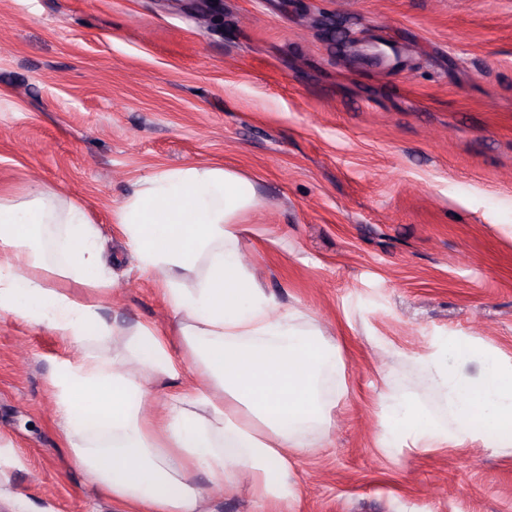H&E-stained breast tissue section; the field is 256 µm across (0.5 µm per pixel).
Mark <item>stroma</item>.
Returning a JSON list of instances; mask_svg holds the SVG:
<instances>
[{
    "mask_svg": "<svg viewBox=\"0 0 512 512\" xmlns=\"http://www.w3.org/2000/svg\"><path fill=\"white\" fill-rule=\"evenodd\" d=\"M197 163L252 181L242 262L336 341L346 388L327 446L295 459L294 501L202 476L206 512H512L495 439L381 440L387 394L448 419L419 357L460 339L477 349L447 354L463 376L512 362V0H224L220 22L193 0H0V200L83 207L109 323L174 321L118 211ZM124 346L0 312V512H119L75 462L50 379Z\"/></svg>",
    "mask_w": 512,
    "mask_h": 512,
    "instance_id": "1",
    "label": "stroma"
}]
</instances>
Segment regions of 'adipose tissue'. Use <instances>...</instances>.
Listing matches in <instances>:
<instances>
[{
    "label": "adipose tissue",
    "instance_id": "adipose-tissue-1",
    "mask_svg": "<svg viewBox=\"0 0 512 512\" xmlns=\"http://www.w3.org/2000/svg\"><path fill=\"white\" fill-rule=\"evenodd\" d=\"M256 201L253 183L235 171L195 164L151 175L120 209L139 269L162 275L177 320L163 338L146 326L128 331L125 355L64 362L52 384L76 462L122 512H203L201 473L227 485L245 476L259 502H288L296 495L291 452L328 438L327 401L344 388V365L335 343L303 328L300 314L266 296L243 266L236 218ZM44 224L67 225L57 274L91 272L94 298L50 287L32 246L34 228ZM112 286L82 208L58 210L49 189L25 206L0 203V311L75 341L113 336L117 327L99 314ZM186 364L200 384L179 387ZM421 369L448 407L449 427L390 397L393 422L383 434L427 448L488 433L512 447V364L495 359L469 378L435 356ZM157 379L174 392L147 415L141 399ZM477 414L483 426L473 425Z\"/></svg>",
    "mask_w": 512,
    "mask_h": 512
}]
</instances>
